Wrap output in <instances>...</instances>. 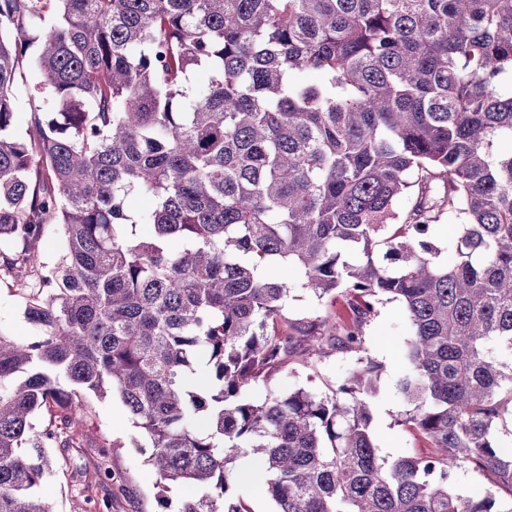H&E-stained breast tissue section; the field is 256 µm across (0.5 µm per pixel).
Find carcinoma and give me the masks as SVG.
Instances as JSON below:
<instances>
[{"instance_id":"obj_1","label":"carcinoma","mask_w":512,"mask_h":512,"mask_svg":"<svg viewBox=\"0 0 512 512\" xmlns=\"http://www.w3.org/2000/svg\"><path fill=\"white\" fill-rule=\"evenodd\" d=\"M504 139L512 0H0V271L40 329L0 332V512H52L36 488L72 421L34 418L91 393L121 399L161 487H206L180 512H247L248 456L277 512H512ZM447 211L464 220L449 263L431 239ZM278 268L351 321L289 318ZM385 296L412 329L399 422L426 455H378L364 327ZM335 352L358 370L331 393L249 395ZM455 462L492 491H450ZM37 83L36 74L28 76L26 82H19L16 88V97H17V106H18V117L19 121L16 125V129L20 132H24L27 127V121L29 119V114L25 112H29V97L30 91L33 86ZM61 254V238L58 225L48 227L44 242L41 247V260L48 266L55 265Z\"/></svg>"}]
</instances>
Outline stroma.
I'll use <instances>...</instances> for the list:
<instances>
[{
	"instance_id": "stroma-1",
	"label": "stroma",
	"mask_w": 512,
	"mask_h": 512,
	"mask_svg": "<svg viewBox=\"0 0 512 512\" xmlns=\"http://www.w3.org/2000/svg\"><path fill=\"white\" fill-rule=\"evenodd\" d=\"M25 305L26 294L20 284L0 277L1 333L18 341L37 335V327L24 316ZM286 312L290 318L310 321L320 315H346L347 307L339 295L316 299L295 279ZM411 335L405 309L394 299L383 300L365 328V348L383 367L376 391L369 398L372 426L380 455L391 459L429 451L424 439L398 423L407 408L398 384L407 372ZM356 368L355 358L345 353L315 356L259 383L253 394L263 398L298 388L326 394ZM77 416L70 430L72 444L50 448L58 468L38 490L53 512H87L93 500L108 501L109 512H177L184 500L199 496V489L187 484L160 489L158 476L147 462L151 453L148 442L133 426L119 398L87 397Z\"/></svg>"
}]
</instances>
